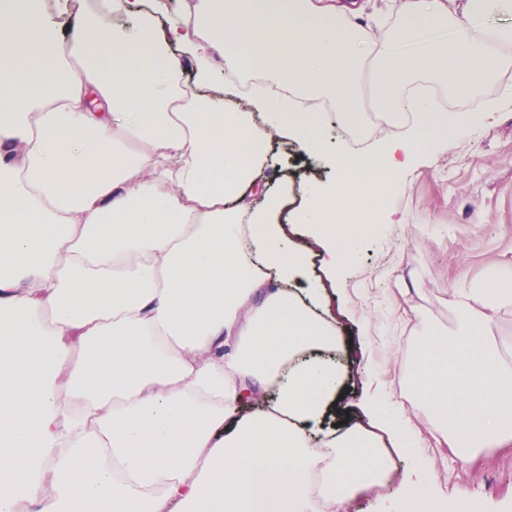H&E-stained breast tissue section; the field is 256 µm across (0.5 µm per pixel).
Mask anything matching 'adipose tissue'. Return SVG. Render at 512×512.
<instances>
[{"label": "adipose tissue", "mask_w": 512, "mask_h": 512, "mask_svg": "<svg viewBox=\"0 0 512 512\" xmlns=\"http://www.w3.org/2000/svg\"><path fill=\"white\" fill-rule=\"evenodd\" d=\"M191 0L159 29L145 0H0V512H349L420 445L414 404L465 459L512 444V358L487 327L512 269L456 289L453 331L421 336L407 403L372 425L324 421L343 373L336 327L279 194L261 204L271 141L314 151L327 110L359 122L367 79L388 122L376 156L300 212L329 269L422 148L458 116L415 96L512 68V0ZM444 38L402 58L423 27ZM244 99L241 109L229 101ZM392 445H381V435ZM436 504L421 460L382 512Z\"/></svg>", "instance_id": "adipose-tissue-1"}]
</instances>
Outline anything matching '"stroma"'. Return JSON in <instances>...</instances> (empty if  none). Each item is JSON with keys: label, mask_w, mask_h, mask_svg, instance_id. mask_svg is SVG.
Here are the masks:
<instances>
[{"label": "stroma", "mask_w": 512, "mask_h": 512, "mask_svg": "<svg viewBox=\"0 0 512 512\" xmlns=\"http://www.w3.org/2000/svg\"><path fill=\"white\" fill-rule=\"evenodd\" d=\"M377 117L367 110L361 133L338 136L337 150L367 154L379 139L410 128L402 120L383 128ZM293 170L302 185L281 221L289 237L302 242L308 232L297 219L306 201L303 186L330 183L336 171L324 153L301 158L282 152L264 175L276 185ZM352 249V262L337 272L315 256L307 274L323 286L336 318L347 368L344 401L355 411L375 392L402 397L417 336L455 324L448 305L455 288L483 278L492 267L512 268V107L463 122L445 146L421 157L379 203L373 224ZM419 429L435 464L441 512H451L462 496L477 500L481 512H512V445L464 464L427 424ZM414 464V458H397L390 478L359 495L351 512H379L382 499L397 494Z\"/></svg>", "instance_id": "1"}]
</instances>
